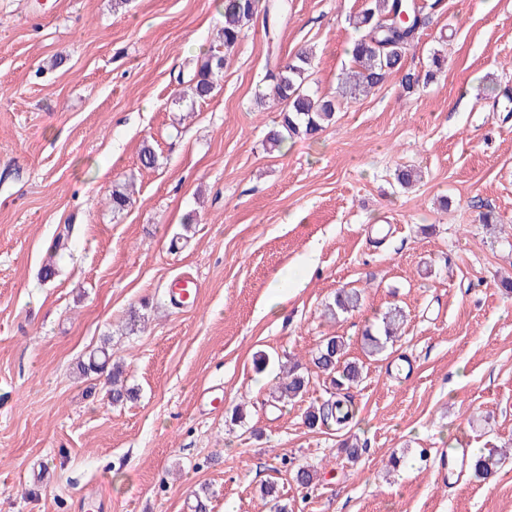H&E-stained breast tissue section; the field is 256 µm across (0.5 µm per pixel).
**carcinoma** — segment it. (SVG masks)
<instances>
[{"label":"carcinoma","mask_w":512,"mask_h":512,"mask_svg":"<svg viewBox=\"0 0 512 512\" xmlns=\"http://www.w3.org/2000/svg\"><path fill=\"white\" fill-rule=\"evenodd\" d=\"M284 9L285 4L280 0H224V26L220 40L209 47L191 79L192 97L204 100L212 94L224 74L227 54L241 39L246 25L260 15L266 21H274ZM425 24V17L412 0H370L368 7L355 20V27L362 30V34L353 45V70L341 78L342 92L333 97L318 96L306 88L313 68L312 52L300 51L278 63L266 78L273 98L283 104L282 117L279 127L268 133L267 142L271 147L279 148L287 141L312 137L334 119L345 99L381 86L390 73L401 68L405 54ZM447 66V55L434 51L431 69L423 74L414 71L404 74L405 88L414 91L428 85L436 73ZM362 294L363 290L359 288L340 289L334 302L328 305L329 314L335 317L357 310ZM403 321L400 308H389L382 317L381 325L365 329L363 345L366 351L372 355L382 352ZM310 363L330 378L335 392L320 405L310 404L304 412V423L311 429L334 426L341 430L356 417V409L346 399V391L359 382L362 367L347 358V343L342 336L323 337L312 352ZM80 369L85 376L108 373L107 394L112 404L120 405L134 398V389L121 381L119 366L112 362V352L108 347L102 346L91 352L88 360L80 364ZM310 384L309 373L301 371V363L293 360L288 372L274 387L272 398L280 403L301 399L309 392ZM497 462L491 449L474 458L472 468L477 475L486 474Z\"/></svg>","instance_id":"1"}]
</instances>
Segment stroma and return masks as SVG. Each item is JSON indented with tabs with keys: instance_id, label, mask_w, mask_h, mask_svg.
Listing matches in <instances>:
<instances>
[{
	"instance_id": "stroma-1",
	"label": "stroma",
	"mask_w": 512,
	"mask_h": 512,
	"mask_svg": "<svg viewBox=\"0 0 512 512\" xmlns=\"http://www.w3.org/2000/svg\"><path fill=\"white\" fill-rule=\"evenodd\" d=\"M419 2L403 71L441 49L445 72L410 94L393 72L273 151L279 109L255 101L267 70L310 49L309 88L334 95L368 0H287L275 35L254 19L214 94L179 106L220 0H0V512H195L203 486L207 512H274L270 481L292 512H512V451L487 477L439 479L445 449L512 444V0ZM403 166L422 173L412 188ZM181 273L202 283L197 307L167 301ZM353 287L361 308L329 318ZM393 305L401 333L368 356L362 334ZM329 335L363 366L359 416L312 430L328 379L304 402L270 392L281 362ZM105 341L137 392L121 406L79 373ZM393 456L406 463L390 472Z\"/></svg>"
}]
</instances>
